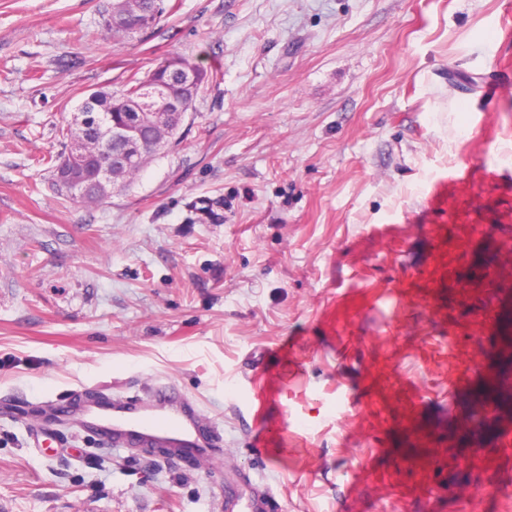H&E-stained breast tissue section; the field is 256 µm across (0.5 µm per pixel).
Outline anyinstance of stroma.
<instances>
[{"mask_svg":"<svg viewBox=\"0 0 512 512\" xmlns=\"http://www.w3.org/2000/svg\"><path fill=\"white\" fill-rule=\"evenodd\" d=\"M165 3L123 43L112 0H0V512H222L228 472L276 488L267 512H512V460L382 485L410 475L367 385L472 448L512 426L421 358L471 308L391 299L454 175L474 263L512 280V0ZM172 56L207 74L179 143L104 202L57 194L60 127ZM158 382L217 427L210 458L105 451L54 415Z\"/></svg>","mask_w":512,"mask_h":512,"instance_id":"obj_1","label":"stroma"}]
</instances>
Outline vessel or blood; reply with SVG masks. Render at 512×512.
I'll use <instances>...</instances> for the list:
<instances>
[{
	"mask_svg": "<svg viewBox=\"0 0 512 512\" xmlns=\"http://www.w3.org/2000/svg\"><path fill=\"white\" fill-rule=\"evenodd\" d=\"M431 252L426 264L413 269L410 278L401 282L396 290L397 304L401 307L424 306L433 317L447 315L448 305L444 292L449 280H456L460 287L455 295L460 304H471L474 295L503 297L512 294V284L500 279L491 271L475 274L469 259L477 241L473 226L459 224L448 228L444 224L432 227ZM474 320L484 327L490 342V357L499 360L512 358V343L503 341L504 326L498 309L485 306L475 312ZM428 361L439 376L444 377L450 390L481 382L485 394L479 406L498 403L500 398L512 395V374L505 371H485L482 363L448 369V343L438 341L428 354ZM371 416L375 427L395 436L403 459L417 473L424 474L433 468L445 466L448 440L466 438L471 429L459 424L440 433L421 419V396L410 389L398 395L384 391V381L371 375ZM72 416L80 428L96 435L112 449L167 448L173 455L191 453L209 458L214 444V429L198 406L190 399L177 395L169 385L153 386L148 392L133 396L118 395L108 401L83 402ZM512 456V427L504 426L495 433L492 451L475 449L473 455L456 456L462 467L494 465L504 457ZM273 495L271 488L252 480L228 478L224 481V512H264Z\"/></svg>",
	"mask_w": 512,
	"mask_h": 512,
	"instance_id": "b4317fda",
	"label": "vessel or blood"
}]
</instances>
